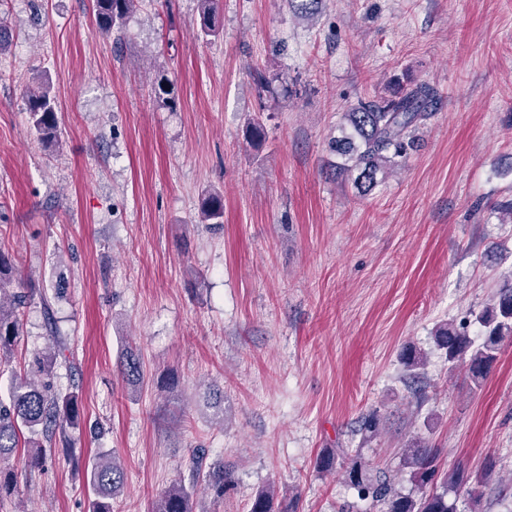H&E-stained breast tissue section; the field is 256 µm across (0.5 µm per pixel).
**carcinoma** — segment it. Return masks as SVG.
I'll use <instances>...</instances> for the list:
<instances>
[{
    "mask_svg": "<svg viewBox=\"0 0 512 512\" xmlns=\"http://www.w3.org/2000/svg\"><path fill=\"white\" fill-rule=\"evenodd\" d=\"M295 15L314 19L322 11L324 0H286ZM138 0H93L95 29L102 35L120 28ZM198 35L210 39L220 33L218 0H199ZM159 101L170 108L176 101L170 80L162 75L154 86ZM438 102V94L429 84L400 89L388 97L362 101L343 114L348 132L336 140V152L344 157L339 174L363 192L373 189L378 176L395 168V159L406 155L413 146V132L429 119ZM26 112L35 136L44 143L57 140L59 116L50 85L29 90ZM201 219L205 224L224 223V204L218 194H209L202 202ZM32 297L30 280L20 277L19 259L0 251V366L11 362L16 346L24 336L23 309ZM483 327L479 340L470 338L466 327L439 326L434 335L438 349L448 362L467 367L473 381L480 382L493 363L503 343L512 338V278L497 290L480 313ZM66 346L55 331L45 347L36 352L23 373L11 379L8 398L0 397V498L17 493V473L12 465L22 443L38 448L61 444L69 450L68 429L79 426L82 405L74 389L62 391L56 385L58 357ZM402 363L409 370L425 366L426 355L412 348L402 353ZM126 383L136 387L144 382L141 354L127 348L119 363ZM439 449L418 440L401 449L402 467L407 469L413 488L404 493L396 488L391 473L375 469L362 460L360 450L350 456L346 449L325 451L318 455L316 466L324 471L339 468L345 483L358 497L371 499L380 512H459L458 502L477 512L488 468L474 473L456 466L444 470L439 464ZM203 458L196 457L189 485L178 484L156 501L153 512H204L193 500V488L202 480L222 500L231 488V471L224 465L202 471ZM87 483L93 494L90 512H112V496L123 485V469L115 457L106 452L95 455L87 465ZM454 494L448 500V493ZM249 512H294L277 501L272 486L258 491Z\"/></svg>",
    "mask_w": 512,
    "mask_h": 512,
    "instance_id": "carcinoma-1",
    "label": "carcinoma"
}]
</instances>
